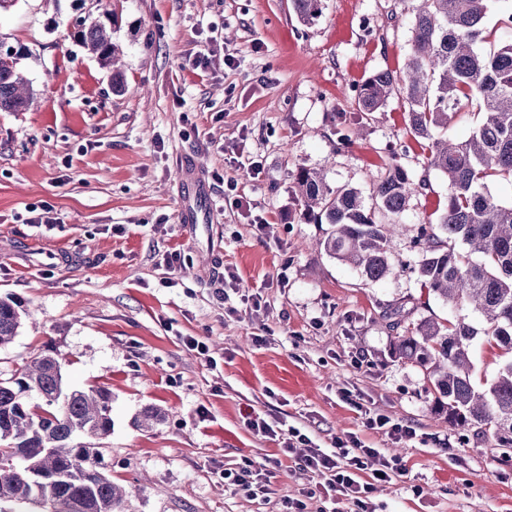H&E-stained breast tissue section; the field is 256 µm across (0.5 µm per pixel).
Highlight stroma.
Wrapping results in <instances>:
<instances>
[{"instance_id":"1","label":"stroma","mask_w":512,"mask_h":512,"mask_svg":"<svg viewBox=\"0 0 512 512\" xmlns=\"http://www.w3.org/2000/svg\"><path fill=\"white\" fill-rule=\"evenodd\" d=\"M116 12L119 94L71 37L80 19H103L99 0L0 10V43L25 48L36 98L0 112V297L26 312L0 347V375L50 349L70 387L111 389L104 464L128 489L129 512H282L300 498L308 475L247 427L250 410L324 448L354 433L402 458L407 475L371 494L376 512H512V451L434 415L425 371L393 355L383 317L398 305L413 323L457 314L413 270L414 230L438 223L448 180L428 168L400 93L381 112L358 100L373 73L404 74L406 0H323L307 25L291 0H117ZM203 49L208 60L194 67ZM186 148L217 203L208 224L179 222L176 154ZM394 161L427 187L400 217L394 274L371 282L318 247L325 227L304 218L295 177L321 169L367 200ZM239 195L250 211L235 208ZM32 205L47 206L53 229L27 223ZM175 249L184 263L170 273ZM227 267L238 281L222 300ZM255 293L266 303L257 312L244 303ZM189 336L209 356L189 350ZM346 390L415 439L394 444L363 427ZM147 405L165 414L149 432L132 425ZM274 458L266 497L224 478Z\"/></svg>"}]
</instances>
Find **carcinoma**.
<instances>
[{
    "label": "carcinoma",
    "instance_id": "1",
    "mask_svg": "<svg viewBox=\"0 0 512 512\" xmlns=\"http://www.w3.org/2000/svg\"><path fill=\"white\" fill-rule=\"evenodd\" d=\"M493 0H411L412 37L402 105L409 130L430 144L427 166L448 178V201L437 224H421L414 236L422 285L448 306L482 317L476 327L454 320H422L394 337L392 353L426 371L434 407L450 426L493 429L496 445L512 448V203L499 202L490 185L512 179V37L484 48L491 33L484 21ZM304 24L322 11V0H292ZM86 53L112 70V89L123 87L119 48L99 21H83L73 34ZM26 49L0 54V112H25L34 102L19 66ZM396 79L378 71L361 85L363 112H378ZM472 106L485 119L462 142L437 132ZM296 186L305 217L330 228L318 242L329 257L353 266L370 281L393 273L391 252L399 217L427 181H414L400 164L376 184L373 203L345 185L302 168ZM22 325L19 303L0 298V347ZM487 336L499 351L496 377L483 389L471 382L470 345ZM112 391L68 386L59 359L39 352L11 377H0V500L16 512H43L41 499L71 505L73 512H126L129 490L112 480L102 449L80 442L112 433ZM162 411L146 407L134 418L142 431L155 428Z\"/></svg>",
    "mask_w": 512,
    "mask_h": 512
}]
</instances>
